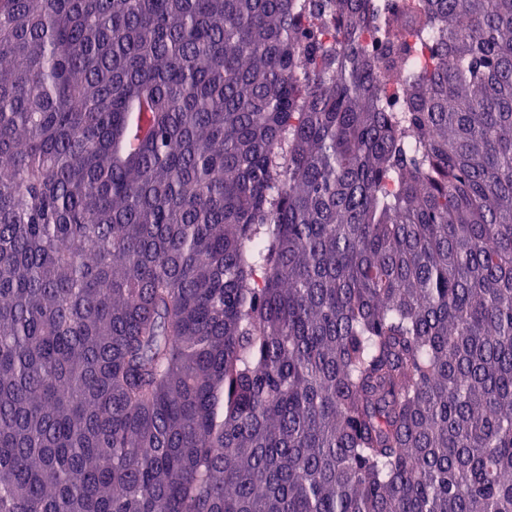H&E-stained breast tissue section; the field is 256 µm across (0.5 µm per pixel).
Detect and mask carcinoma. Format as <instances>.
I'll use <instances>...</instances> for the list:
<instances>
[{
  "label": "carcinoma",
  "instance_id": "1",
  "mask_svg": "<svg viewBox=\"0 0 512 512\" xmlns=\"http://www.w3.org/2000/svg\"><path fill=\"white\" fill-rule=\"evenodd\" d=\"M0 512H512V0H0Z\"/></svg>",
  "mask_w": 512,
  "mask_h": 512
}]
</instances>
